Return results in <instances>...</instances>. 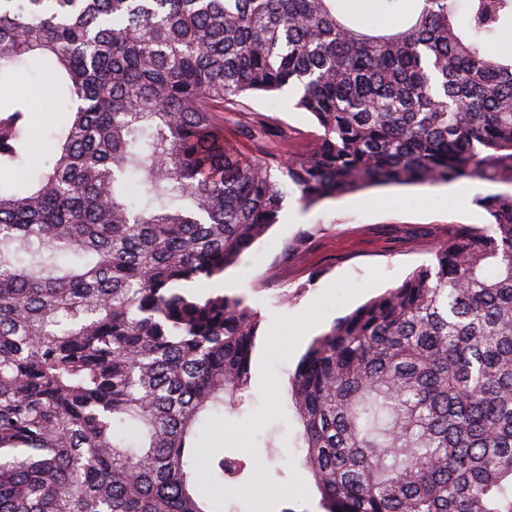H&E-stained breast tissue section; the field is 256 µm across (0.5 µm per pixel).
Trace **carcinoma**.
Returning <instances> with one entry per match:
<instances>
[{
  "mask_svg": "<svg viewBox=\"0 0 512 512\" xmlns=\"http://www.w3.org/2000/svg\"><path fill=\"white\" fill-rule=\"evenodd\" d=\"M0 0V512H223L200 432L262 317L202 293L275 223L371 186L512 171V0ZM64 123L33 131L21 69ZM287 90V161L218 114ZM252 140L272 136L241 124ZM339 317L289 379L325 512H512V195ZM221 115V120L224 122V137L230 144L241 154L249 157H258L257 148L260 143L250 140L241 133L240 125L244 120L241 112L226 111Z\"/></svg>",
  "mask_w": 512,
  "mask_h": 512,
  "instance_id": "1",
  "label": "carcinoma"
}]
</instances>
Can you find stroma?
<instances>
[{"label":"stroma","mask_w":512,"mask_h":512,"mask_svg":"<svg viewBox=\"0 0 512 512\" xmlns=\"http://www.w3.org/2000/svg\"><path fill=\"white\" fill-rule=\"evenodd\" d=\"M249 104L285 130L268 142L269 150L288 158L309 149L311 118L288 93ZM507 193L512 172L494 182L370 187L308 208L292 194L267 233L223 276L209 281L212 290L244 296L263 316L241 412L216 415L202 431L200 467L222 454L247 463L238 489L212 488L224 512H323L305 467L301 425L286 395L289 376L313 338L336 318L429 263L434 246L461 225L491 223L478 197ZM313 226L316 235L286 252L287 243Z\"/></svg>","instance_id":"obj_1"}]
</instances>
